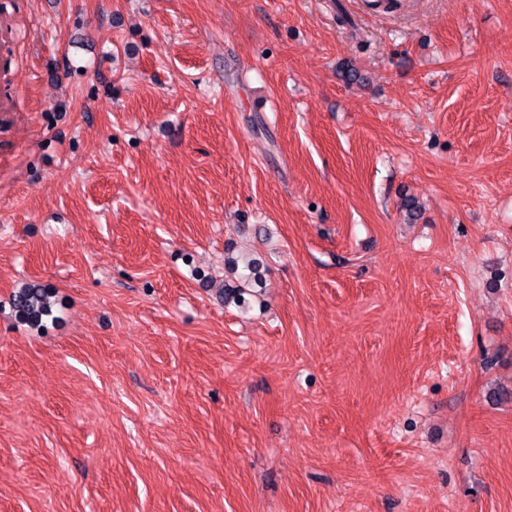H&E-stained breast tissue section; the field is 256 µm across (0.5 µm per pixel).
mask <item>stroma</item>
Masks as SVG:
<instances>
[{
  "label": "stroma",
  "mask_w": 512,
  "mask_h": 512,
  "mask_svg": "<svg viewBox=\"0 0 512 512\" xmlns=\"http://www.w3.org/2000/svg\"><path fill=\"white\" fill-rule=\"evenodd\" d=\"M0 512H512V0H0ZM229 277L224 282V298L238 297L246 292L247 288H252L254 283L259 282L261 274L259 265L255 260H242L239 271L238 260H228ZM13 307L19 318L30 323H39L44 316L51 314L48 292L45 288L21 289L15 295Z\"/></svg>",
  "instance_id": "stroma-1"
}]
</instances>
